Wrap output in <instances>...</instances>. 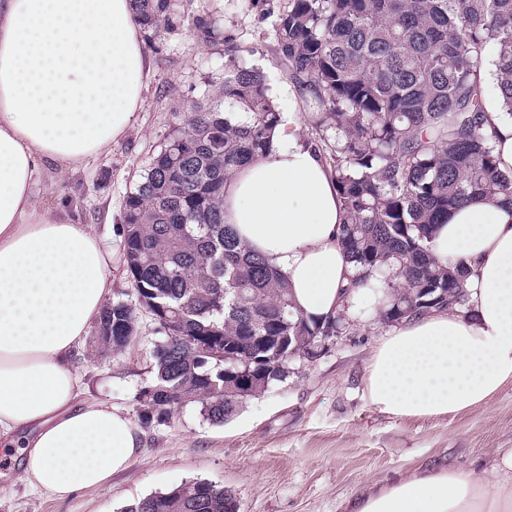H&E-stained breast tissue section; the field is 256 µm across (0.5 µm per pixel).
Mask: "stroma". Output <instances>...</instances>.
I'll return each mask as SVG.
<instances>
[{
    "label": "stroma",
    "instance_id": "stroma-1",
    "mask_svg": "<svg viewBox=\"0 0 512 512\" xmlns=\"http://www.w3.org/2000/svg\"><path fill=\"white\" fill-rule=\"evenodd\" d=\"M290 0H181L180 24L144 38L150 60L139 119L111 150L84 169L46 172L34 188L39 206H75L112 255V298L136 296L122 252L123 205L151 158L195 101L214 97L224 76V44L194 31L216 19L241 48V64L260 69L282 117L310 129L311 115L276 58L275 23ZM392 324L345 317L316 357L290 361L285 380L239 404L224 423L200 404L143 425L138 459L108 486L58 501L17 481L0 457V512H121L142 497L203 480L231 490L238 512H347L357 494L429 466L491 469L512 450V382L485 405L462 413L399 417L366 389L374 348ZM164 334L149 314L121 352L97 357L87 342L76 370L90 396L121 406L141 422L138 394L153 383L152 352Z\"/></svg>",
    "mask_w": 512,
    "mask_h": 512
}]
</instances>
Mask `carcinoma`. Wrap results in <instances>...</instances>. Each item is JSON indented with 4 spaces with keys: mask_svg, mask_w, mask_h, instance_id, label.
<instances>
[{
    "mask_svg": "<svg viewBox=\"0 0 512 512\" xmlns=\"http://www.w3.org/2000/svg\"><path fill=\"white\" fill-rule=\"evenodd\" d=\"M131 2L155 37L179 22L174 0ZM275 38L336 175L352 283L373 277L393 290L380 311L389 322L425 314L421 301L434 296L437 309L456 307L448 292H465L469 270L439 261L430 241L448 211L474 197L512 199L480 90L491 60L512 115V0H290ZM224 46L219 103L194 105L124 201L122 250L137 305L109 303L97 319L100 352L130 344L139 308L165 334L154 382L138 397L147 421L199 403L223 422L341 323L295 311L288 282L224 223V184L267 154L281 122L261 71L236 63L232 35ZM153 406L164 411L151 417ZM123 512H237V502L200 480Z\"/></svg>",
    "mask_w": 512,
    "mask_h": 512,
    "instance_id": "obj_1",
    "label": "carcinoma"
}]
</instances>
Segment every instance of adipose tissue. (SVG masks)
<instances>
[{"instance_id": "adipose-tissue-1", "label": "adipose tissue", "mask_w": 512, "mask_h": 512, "mask_svg": "<svg viewBox=\"0 0 512 512\" xmlns=\"http://www.w3.org/2000/svg\"><path fill=\"white\" fill-rule=\"evenodd\" d=\"M149 59L129 0H0V450L58 500L94 489L138 457L142 431L87 397L75 360L112 295L111 257L89 225L33 195L48 170L74 171L138 122ZM495 155L512 171V119L483 102ZM267 155L224 187V220L267 257L295 308L367 317L388 296L350 289L336 179L298 122L277 125ZM471 271L463 311H433L386 332L366 388L386 412L431 417L481 406L512 381V201L448 216L433 240ZM351 512H512V452L493 476L415 472L349 503Z\"/></svg>"}]
</instances>
